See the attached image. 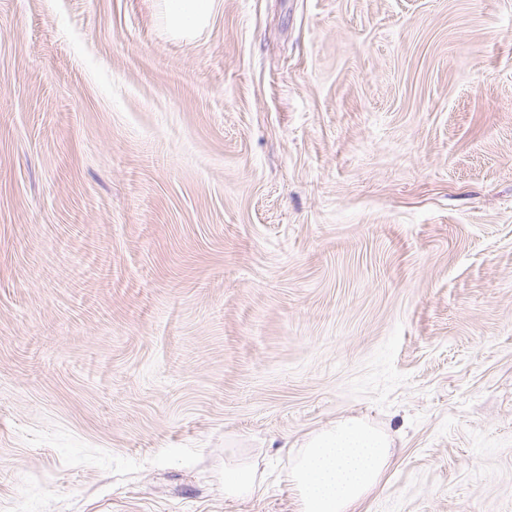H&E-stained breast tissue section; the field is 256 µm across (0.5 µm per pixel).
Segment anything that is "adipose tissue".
<instances>
[{
    "label": "adipose tissue",
    "mask_w": 512,
    "mask_h": 512,
    "mask_svg": "<svg viewBox=\"0 0 512 512\" xmlns=\"http://www.w3.org/2000/svg\"><path fill=\"white\" fill-rule=\"evenodd\" d=\"M392 457L388 433L362 419H343L299 446L288 480L301 512H349L379 484Z\"/></svg>",
    "instance_id": "obj_1"
}]
</instances>
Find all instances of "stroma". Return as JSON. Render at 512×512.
<instances>
[{
    "label": "stroma",
    "instance_id": "1",
    "mask_svg": "<svg viewBox=\"0 0 512 512\" xmlns=\"http://www.w3.org/2000/svg\"><path fill=\"white\" fill-rule=\"evenodd\" d=\"M354 417L352 512H512V0H0V512H298ZM167 16L175 27H186L205 19L213 0H164ZM392 457L391 436L363 419H343L310 436L288 471L300 511L349 512L379 484ZM264 482L263 470L258 463L245 464L241 468L224 467V493L226 496L251 495L259 491Z\"/></svg>",
    "mask_w": 512,
    "mask_h": 512
}]
</instances>
